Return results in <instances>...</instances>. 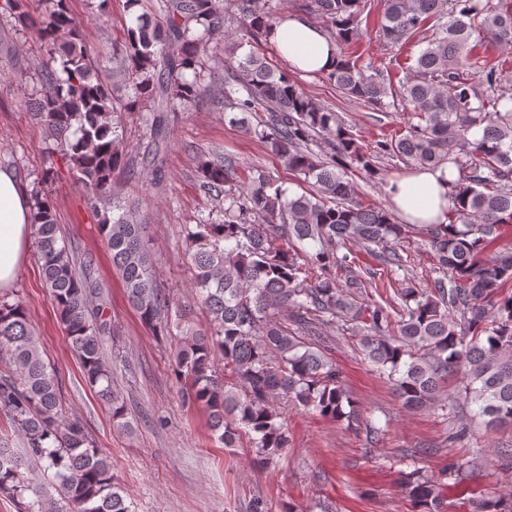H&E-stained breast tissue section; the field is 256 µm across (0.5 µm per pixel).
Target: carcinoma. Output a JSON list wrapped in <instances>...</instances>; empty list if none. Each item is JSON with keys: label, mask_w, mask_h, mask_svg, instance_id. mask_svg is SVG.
I'll return each mask as SVG.
<instances>
[{"label": "carcinoma", "mask_w": 512, "mask_h": 512, "mask_svg": "<svg viewBox=\"0 0 512 512\" xmlns=\"http://www.w3.org/2000/svg\"><path fill=\"white\" fill-rule=\"evenodd\" d=\"M35 16L28 0H0L14 31H31L48 64L38 70L34 117L49 146L50 166L31 190V224L45 288L78 356L86 383L107 406L114 425L129 426L126 404L112 386L103 340L107 294L92 276L94 260L60 236L45 185L55 161L76 177L97 209L112 197V177L124 166L116 112H146L155 148L168 144V115L200 94L201 80L221 70L208 42L224 33V52L242 45L224 28L223 0H126L132 24L113 49L112 83L102 82L68 0H42ZM252 37H267L279 19L272 0H235ZM338 46L327 78L376 110L401 104L418 119L405 132L368 146L345 122L307 93L288 72L249 53L224 79V121L262 142L311 190L290 196L263 170L243 179L235 157L199 160L201 188L224 201L220 214L186 229L193 286L210 317L207 332L187 326L179 337L174 375L182 398L201 406L226 448L252 436L256 456L270 463L288 448L275 402L285 396L324 417L358 421L339 371L316 342L328 327L359 337L363 354L393 381L409 410L454 409L443 384L459 371L473 417L488 427L512 423V245L483 260L489 245L512 227V96L503 66L480 62L488 38L512 54V0H384L381 33L402 45L428 22L431 33L414 73L395 83L344 49L357 35L362 0H303ZM420 167L452 166L448 223L427 224L436 269L444 277L427 290L407 287L378 301L348 291L335 270L348 266L338 249L347 242L385 248L409 236L382 206L353 200L351 173L378 174L380 159ZM100 231L112 265L141 321L155 334L171 333L170 297L158 286L146 221L134 204L112 205ZM224 361V374L215 361ZM0 413L21 435L24 453L0 438V496L23 512H131L112 473V457L89 439L81 421L63 414L58 377L24 304L0 297ZM29 460L53 471L60 502L31 487ZM418 512H440L441 483L419 467L400 471Z\"/></svg>", "instance_id": "1"}]
</instances>
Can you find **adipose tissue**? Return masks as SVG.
<instances>
[{"mask_svg":"<svg viewBox=\"0 0 512 512\" xmlns=\"http://www.w3.org/2000/svg\"><path fill=\"white\" fill-rule=\"evenodd\" d=\"M270 41L292 69L320 73L333 69L336 46L317 26L291 13L269 31ZM454 168H419L391 179L386 187L394 211L407 224H436L445 219L450 204ZM30 198L19 178L0 169V289L15 279L31 245Z\"/></svg>","mask_w":512,"mask_h":512,"instance_id":"adipose-tissue-1","label":"adipose tissue"}]
</instances>
